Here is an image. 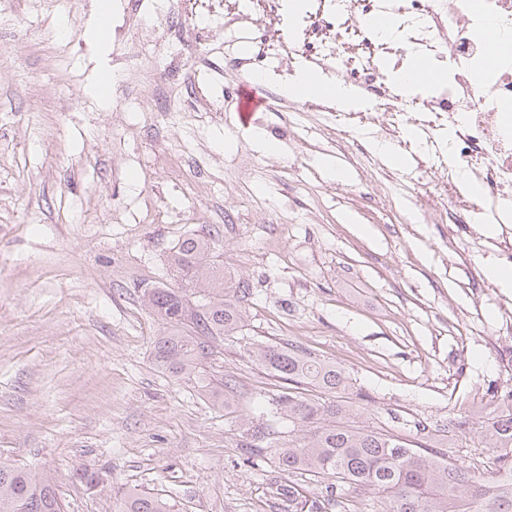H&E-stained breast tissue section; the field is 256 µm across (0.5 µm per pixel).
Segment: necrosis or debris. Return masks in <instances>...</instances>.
I'll return each instance as SVG.
<instances>
[{
	"instance_id": "necrosis-or-debris-1",
	"label": "necrosis or debris",
	"mask_w": 512,
	"mask_h": 512,
	"mask_svg": "<svg viewBox=\"0 0 512 512\" xmlns=\"http://www.w3.org/2000/svg\"><path fill=\"white\" fill-rule=\"evenodd\" d=\"M333 7L345 14L347 28L357 32L365 49L381 40L372 19L387 13L399 34V55L415 49L430 59L447 58L446 84L421 95L408 86H377L381 74L368 56L336 75L365 72L370 81L362 89L369 101L384 102L395 125L421 128L438 186L453 190V202L444 210L449 223L463 210L492 215L500 224L511 220L512 69L488 59L483 30L490 20L500 30H512V0H335ZM464 172L480 176L481 198L458 191Z\"/></svg>"
}]
</instances>
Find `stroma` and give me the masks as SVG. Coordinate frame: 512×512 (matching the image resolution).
<instances>
[{"label": "stroma", "mask_w": 512, "mask_h": 512, "mask_svg": "<svg viewBox=\"0 0 512 512\" xmlns=\"http://www.w3.org/2000/svg\"><path fill=\"white\" fill-rule=\"evenodd\" d=\"M99 3L8 0L20 22L0 23V462L52 476L67 512H117L133 487L177 512H308L319 485L292 503L270 479L288 422L268 401L288 383L252 360L267 345L348 373L349 424L485 459L476 432L443 433L512 380L500 362L512 335L497 332L512 288L483 284L487 264L512 265L499 248L512 223L465 211L479 239L449 235L412 128L387 139L402 163L377 166L382 110L335 120L282 94L302 46L268 59V107L243 123L253 45L237 37L257 30L233 0H112L105 43L88 33ZM154 66L173 74L189 125L144 119ZM259 133L280 152L259 150ZM192 235L212 236L226 276L252 285L243 330L211 359L235 386L221 406L152 357L164 326L143 292L181 287L170 253ZM87 468L98 487L79 483Z\"/></svg>", "instance_id": "1"}]
</instances>
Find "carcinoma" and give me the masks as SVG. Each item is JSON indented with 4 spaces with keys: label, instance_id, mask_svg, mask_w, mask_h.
Listing matches in <instances>:
<instances>
[{
    "label": "carcinoma",
    "instance_id": "1",
    "mask_svg": "<svg viewBox=\"0 0 512 512\" xmlns=\"http://www.w3.org/2000/svg\"><path fill=\"white\" fill-rule=\"evenodd\" d=\"M170 259L185 282L199 288L201 302L192 304L182 291L164 285L145 289L146 305L166 325L154 341L155 364L199 396L222 404L224 383L207 372L212 340L245 326L251 285L224 277V267L214 260V243L205 237L185 238ZM252 358L293 385L334 394L351 387L342 369L307 349L270 345ZM273 406L292 433L288 445L276 451L280 474L309 477L332 494L345 486L358 488L380 502L382 512H512V408L503 407L496 391L477 414L478 422L468 414L453 424L460 434L479 430L493 458L486 471L412 448L392 429L354 427L345 421L343 404L293 386L273 399ZM0 512H65V504L48 475L0 463ZM118 512L174 510L166 499L133 488L121 496Z\"/></svg>",
    "mask_w": 512,
    "mask_h": 512
}]
</instances>
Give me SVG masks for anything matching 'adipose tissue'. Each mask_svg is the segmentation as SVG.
<instances>
[{"label":"adipose tissue","instance_id":"adipose-tissue-1","mask_svg":"<svg viewBox=\"0 0 512 512\" xmlns=\"http://www.w3.org/2000/svg\"><path fill=\"white\" fill-rule=\"evenodd\" d=\"M281 91L293 98L335 103L338 110L349 112L364 107L365 102L358 90L345 82L330 79L325 73L307 66L297 67L286 78Z\"/></svg>","mask_w":512,"mask_h":512}]
</instances>
